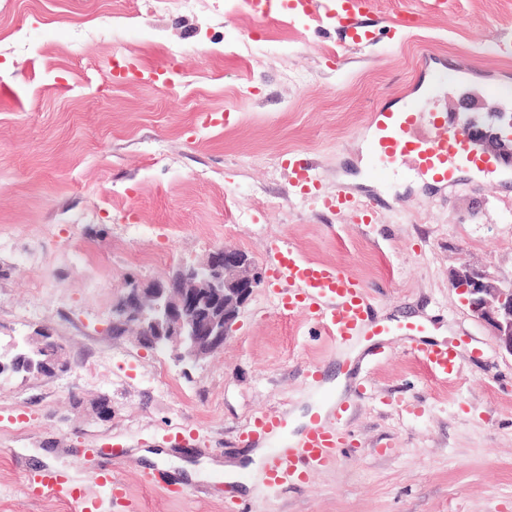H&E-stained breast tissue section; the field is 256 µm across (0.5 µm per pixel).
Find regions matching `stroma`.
Masks as SVG:
<instances>
[{"mask_svg":"<svg viewBox=\"0 0 512 512\" xmlns=\"http://www.w3.org/2000/svg\"><path fill=\"white\" fill-rule=\"evenodd\" d=\"M374 0L371 46L340 45L332 25L244 0H196L178 13L129 0H0V342L47 327L67 373L0 376V512H73L28 495V477L68 474L103 512H512V355L451 286L469 268L512 283V175L461 172L454 187L404 170L370 176V115L443 86L434 106L512 114V0ZM413 11L415 27L388 32ZM431 64L422 67L421 53ZM177 73L173 88L106 84L113 55ZM227 114L212 123V115ZM304 154L324 191L379 201L372 223L293 192ZM358 279L383 321L417 319L459 341L460 371L440 381L397 340L386 355L336 348L304 315L281 312L264 258L270 239ZM247 252L263 282L223 347L195 364L112 333L127 275L162 279L214 248ZM351 404L337 461L269 495L189 478L180 460L246 456L240 428L260 412H307L336 380ZM106 396L112 416L91 403ZM126 448L101 487L84 448ZM164 452L154 462L140 450Z\"/></svg>","mask_w":512,"mask_h":512,"instance_id":"35a3bbf8","label":"stroma"}]
</instances>
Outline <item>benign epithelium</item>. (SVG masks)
Returning a JSON list of instances; mask_svg holds the SVG:
<instances>
[{
    "instance_id": "7a95c632",
    "label": "benign epithelium",
    "mask_w": 512,
    "mask_h": 512,
    "mask_svg": "<svg viewBox=\"0 0 512 512\" xmlns=\"http://www.w3.org/2000/svg\"><path fill=\"white\" fill-rule=\"evenodd\" d=\"M467 121L480 144L512 149V137L482 117L469 115ZM261 281L262 273L249 255L225 245L197 264L178 267L164 280L127 277L112 307V335L133 332L142 344L171 349L177 363L197 362L224 346ZM452 287L512 355V284L500 286L483 273L465 270L454 276ZM69 367L65 350H57L40 361L35 377L56 376Z\"/></svg>"
}]
</instances>
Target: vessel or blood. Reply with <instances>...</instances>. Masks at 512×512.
Instances as JSON below:
<instances>
[{"label": "vessel or blood", "mask_w": 512, "mask_h": 512, "mask_svg": "<svg viewBox=\"0 0 512 512\" xmlns=\"http://www.w3.org/2000/svg\"><path fill=\"white\" fill-rule=\"evenodd\" d=\"M248 4L263 18L278 8L302 17H326L348 47L373 40L366 20L370 0H248ZM112 75L150 83L155 73L117 58L112 63ZM419 91L417 100L397 107L380 105L372 113L374 133L368 143V158L373 177L384 179L407 166L434 182L452 187L459 169L485 172L496 166L497 157L483 151L463 124L451 123L447 109L424 108V101L437 94L435 84L420 85ZM288 166L300 194L307 195L318 188V179L302 155H290ZM323 204L339 213L360 208L370 212L375 208L374 202H357L341 189L324 198ZM266 251L277 279L284 285L280 293L282 307L291 312L302 311L308 319L318 322L334 344L344 346L359 337L387 336L409 343L411 353L432 376L447 380L457 375L455 343L425 342L429 328L417 320L398 324L373 321L370 296L354 277L336 267L308 261L274 240L268 243ZM241 437L249 442L260 438L269 440L263 468L264 488L270 494L305 483L336 458V425H329L318 415L313 416L304 438L296 444L289 438L287 417L282 411L260 413L243 428ZM28 489L35 497L69 500L77 512L99 509L97 501L69 477L54 471L31 477Z\"/></svg>", "instance_id": "vessel-or-blood-1"}]
</instances>
